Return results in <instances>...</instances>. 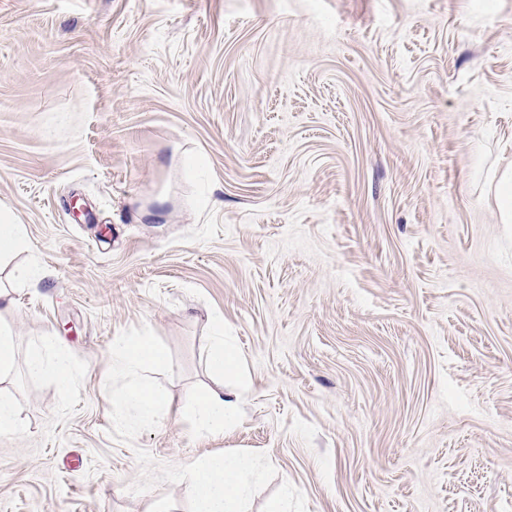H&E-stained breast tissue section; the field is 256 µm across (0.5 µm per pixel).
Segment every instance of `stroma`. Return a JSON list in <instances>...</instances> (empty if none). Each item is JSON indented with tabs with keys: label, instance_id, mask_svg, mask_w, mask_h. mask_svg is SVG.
Here are the masks:
<instances>
[{
	"label": "stroma",
	"instance_id": "35a3bbf8",
	"mask_svg": "<svg viewBox=\"0 0 512 512\" xmlns=\"http://www.w3.org/2000/svg\"><path fill=\"white\" fill-rule=\"evenodd\" d=\"M509 165L512 0H0V210L26 232L0 258V512H187L183 482L129 493L139 447L267 453L250 512H512ZM213 318L248 384L203 436ZM144 323L174 375L130 445L105 380ZM45 336L68 390L26 371ZM500 224H512V166L497 171L491 180ZM16 355L15 337L12 332L0 326V376L3 377L11 370ZM22 431L18 403L12 397L0 392V432L18 434Z\"/></svg>",
	"mask_w": 512,
	"mask_h": 512
}]
</instances>
